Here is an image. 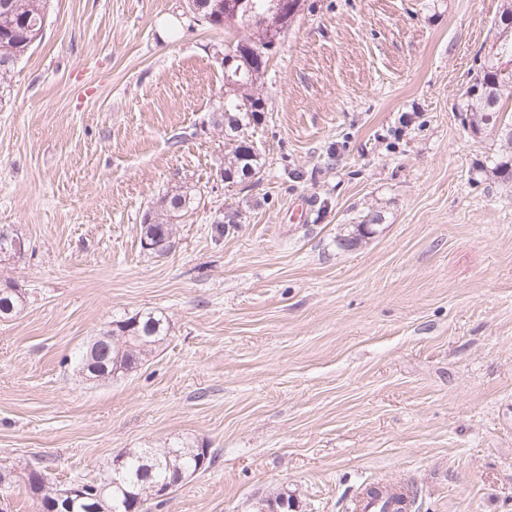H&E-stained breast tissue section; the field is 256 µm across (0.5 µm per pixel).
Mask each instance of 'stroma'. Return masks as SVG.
Instances as JSON below:
<instances>
[{
    "label": "stroma",
    "instance_id": "stroma-1",
    "mask_svg": "<svg viewBox=\"0 0 512 512\" xmlns=\"http://www.w3.org/2000/svg\"><path fill=\"white\" fill-rule=\"evenodd\" d=\"M502 2L305 0L259 87V177L228 184L223 31L187 0H50L0 85V226L27 240L0 281L28 295L0 320V463L70 482L187 442L214 463L151 512H353L395 478L414 512H512V187L457 111ZM180 185L151 255L142 217ZM147 310L170 335L136 372L74 370ZM160 207L150 208L143 215V224H141V237L145 236L154 245L151 254L162 256L167 254L174 246L173 241V217H181V212H187V207L191 205L190 197L187 191H178L170 195H165L161 201Z\"/></svg>",
    "mask_w": 512,
    "mask_h": 512
}]
</instances>
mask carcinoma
<instances>
[{"label":"carcinoma","instance_id":"1","mask_svg":"<svg viewBox=\"0 0 512 512\" xmlns=\"http://www.w3.org/2000/svg\"><path fill=\"white\" fill-rule=\"evenodd\" d=\"M49 0H0V82H4L17 60L31 53L34 32L27 24L48 15ZM236 23L224 19L212 21V26L231 33L237 26L250 23L253 26L251 45L229 40L224 48L234 47L251 68V82L243 90H226L224 96V138L230 145L227 162L224 163V179L253 178L261 172L259 154L248 130L260 122L265 112V102L253 88L264 79L270 56V47L263 17L271 8V0H237ZM512 61V39L499 44L493 54L484 57L470 89L463 94L458 106L462 123L475 134L482 127L493 123L498 126L501 145L499 152L490 160V171L501 182L512 184V110H508L507 98H512V71L504 74L498 56ZM251 99L250 108L240 110L244 98ZM191 204L184 191L165 195L158 208H150L143 215L141 235L154 245L152 253L167 254L174 246L172 218ZM26 296L15 282L6 280L0 284V318H10L24 305ZM169 324L164 316L152 311L137 312L130 317L111 322L106 334L114 337L94 346V356L89 348L78 352L77 369L88 380L109 382L138 369L153 347L167 339ZM198 449L192 445L179 448H138L113 458L120 463L123 479L112 484V467L98 473L93 479L84 480L82 495L73 497L66 512H150L154 500L153 489L157 485L176 487L189 476L196 466ZM46 471L29 462L23 467L0 465V486L7 488L24 482L36 504V512H54L53 482L44 480Z\"/></svg>","mask_w":512,"mask_h":512}]
</instances>
